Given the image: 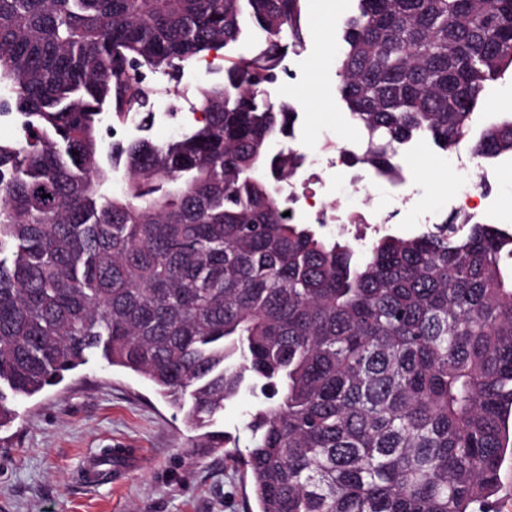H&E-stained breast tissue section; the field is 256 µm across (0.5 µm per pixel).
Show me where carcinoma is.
<instances>
[{
	"label": "carcinoma",
	"instance_id": "obj_1",
	"mask_svg": "<svg viewBox=\"0 0 512 512\" xmlns=\"http://www.w3.org/2000/svg\"><path fill=\"white\" fill-rule=\"evenodd\" d=\"M305 0H0V428L14 403L99 356L151 381L215 451L224 402L260 388L233 459L258 512H475L512 456V230L383 235L358 251L285 215L297 112L260 99L304 40ZM200 90L204 124L112 144L99 114L141 113L146 68L235 44ZM337 58L368 134L350 161L394 178L414 139L451 152L512 71V0H357ZM475 165L512 156V116ZM122 184L114 189L118 171Z\"/></svg>",
	"mask_w": 512,
	"mask_h": 512
}]
</instances>
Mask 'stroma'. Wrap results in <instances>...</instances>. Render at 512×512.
Listing matches in <instances>:
<instances>
[{"instance_id": "35a3bbf8", "label": "stroma", "mask_w": 512, "mask_h": 512, "mask_svg": "<svg viewBox=\"0 0 512 512\" xmlns=\"http://www.w3.org/2000/svg\"><path fill=\"white\" fill-rule=\"evenodd\" d=\"M356 7V0L338 6L333 0H305L303 45L282 37L286 72L262 92L266 102L290 103L298 114L282 147L315 152L326 141L356 138L337 93L334 48L323 37L325 22L342 29ZM265 45L264 34L248 25L231 48L175 72L153 70L146 85L153 119L127 132V139L164 142L198 128L199 88L223 83L227 58L255 55ZM407 166L405 183L372 187L354 185L345 166L320 169L312 188L327 209L341 203L392 210L407 196L423 210L450 217L459 174L446 152L421 146ZM260 403L248 391L226 402L211 424L226 437L223 449L196 458L189 452L192 433L182 413L149 381L92 358L59 385L16 401L15 421L0 429V512H254L250 485L231 458L251 447L248 423ZM107 448L131 449L132 466L120 477L87 485L81 478L85 460Z\"/></svg>"}]
</instances>
